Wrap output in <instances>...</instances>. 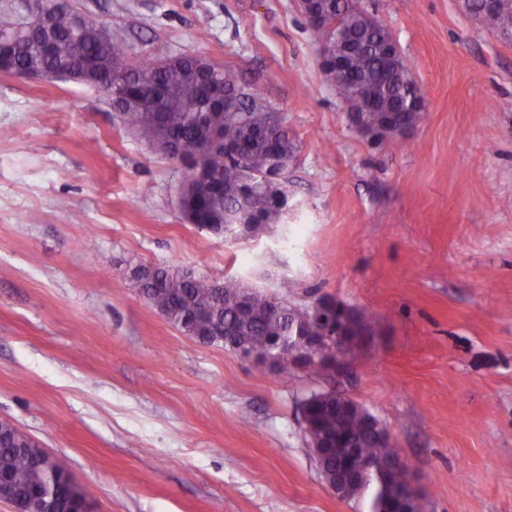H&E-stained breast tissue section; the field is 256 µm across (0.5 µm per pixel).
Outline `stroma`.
<instances>
[{
  "mask_svg": "<svg viewBox=\"0 0 512 512\" xmlns=\"http://www.w3.org/2000/svg\"><path fill=\"white\" fill-rule=\"evenodd\" d=\"M134 61L200 55L281 117L298 150L279 223H188L183 164L96 88L0 71V421L93 512H368L322 479L314 391L390 432L421 512H512V40L465 0H360L425 97L397 140L358 134L296 0H68ZM176 263L375 330L344 375L280 374L167 322L133 268Z\"/></svg>",
  "mask_w": 512,
  "mask_h": 512,
  "instance_id": "35a3bbf8",
  "label": "stroma"
}]
</instances>
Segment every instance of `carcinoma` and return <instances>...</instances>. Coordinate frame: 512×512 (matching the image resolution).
Here are the masks:
<instances>
[{"mask_svg": "<svg viewBox=\"0 0 512 512\" xmlns=\"http://www.w3.org/2000/svg\"><path fill=\"white\" fill-rule=\"evenodd\" d=\"M335 2L330 17L337 19L338 30L318 25L310 27L311 34L318 41L332 43L339 31L361 45L349 61L347 77L331 81L336 98L379 131L381 140L388 138L384 132L388 127L400 131L416 126L423 113L408 105L418 89L395 75L386 62L382 52L385 32L369 21L357 0ZM73 16L68 8L50 9L46 25L56 34L51 46H44L36 34H24L7 65L22 73L84 64L93 67L94 75L127 71L129 83L123 95L133 96L134 101L121 113L124 125L150 145L162 137L168 139L187 162L185 178L193 182V188L179 204L184 219L226 234L231 221L242 213L253 218L256 230L277 223L282 209L263 191L261 179L272 151L280 149L294 157L296 146L288 128L271 124L270 113L253 108L246 99L235 107L214 103L211 96L233 87L196 77L193 58L183 56L165 68L155 67L152 61L128 64L125 53L115 44L100 42L94 28L76 30ZM481 20L486 28L512 36V0H498V6L483 12ZM396 106L403 111H393ZM214 129L231 132L237 151L231 154L220 148L197 158L200 141ZM139 282L140 293L165 319L202 344H222L229 350L246 344L261 365L266 364L271 349L279 347L274 368L281 374L293 368L332 371L338 361L335 335L352 329L370 334L374 327L368 310L350 308L344 321L337 320L334 299H325L321 313L312 316L256 289L250 291L233 278L209 280L176 264L144 267ZM297 324L312 337L319 361L288 350V336ZM302 423L305 437L342 435L345 443L354 446L357 460L382 465L372 484L370 512H389L403 501L411 472L407 464L394 463L399 454L391 435L376 429L378 420L367 410L325 396L313 412L302 415ZM1 432L0 472L15 479L25 512H70V502L82 495L70 476L59 478L54 500L32 499V490L46 482L44 449L12 424L5 427L0 422Z\"/></svg>", "mask_w": 512, "mask_h": 512, "instance_id": "1", "label": "carcinoma"}]
</instances>
